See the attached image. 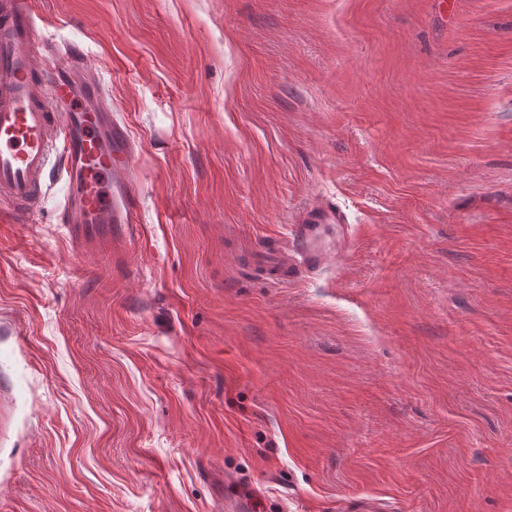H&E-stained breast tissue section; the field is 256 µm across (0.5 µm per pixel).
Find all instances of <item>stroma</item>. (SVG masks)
<instances>
[{
  "mask_svg": "<svg viewBox=\"0 0 512 512\" xmlns=\"http://www.w3.org/2000/svg\"><path fill=\"white\" fill-rule=\"evenodd\" d=\"M38 9L141 215L0 221V512H512V0ZM326 222L341 224V218L333 211H310L302 221L292 228V248L296 262L303 268H313L324 263L328 253L322 251L317 241L321 227Z\"/></svg>",
  "mask_w": 512,
  "mask_h": 512,
  "instance_id": "stroma-1",
  "label": "stroma"
}]
</instances>
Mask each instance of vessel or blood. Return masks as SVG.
<instances>
[{
    "mask_svg": "<svg viewBox=\"0 0 512 512\" xmlns=\"http://www.w3.org/2000/svg\"><path fill=\"white\" fill-rule=\"evenodd\" d=\"M38 19L35 0H0V213L25 223L57 178L69 186L71 226L138 223L135 144L113 120L82 49L47 47ZM338 219L311 211L293 227L301 267L326 261L317 241L322 225Z\"/></svg>",
    "mask_w": 512,
    "mask_h": 512,
    "instance_id": "vessel-or-blood-1",
    "label": "vessel or blood"
}]
</instances>
